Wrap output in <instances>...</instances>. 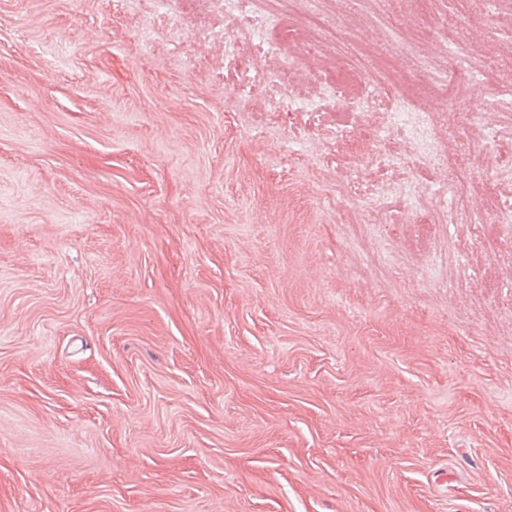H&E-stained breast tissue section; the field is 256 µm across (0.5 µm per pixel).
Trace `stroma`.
I'll return each instance as SVG.
<instances>
[{"label":"stroma","instance_id":"35a3bbf8","mask_svg":"<svg viewBox=\"0 0 512 512\" xmlns=\"http://www.w3.org/2000/svg\"><path fill=\"white\" fill-rule=\"evenodd\" d=\"M373 50L512 94V0H320ZM150 0H0V512H512V227L421 247L225 101L224 41ZM470 44L448 51L446 35ZM458 201L496 190L482 148Z\"/></svg>","mask_w":512,"mask_h":512}]
</instances>
